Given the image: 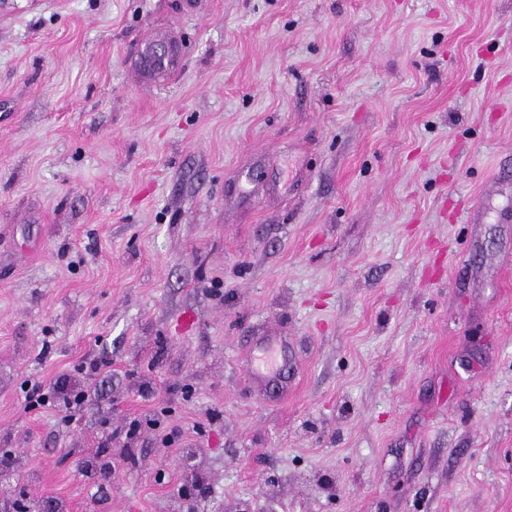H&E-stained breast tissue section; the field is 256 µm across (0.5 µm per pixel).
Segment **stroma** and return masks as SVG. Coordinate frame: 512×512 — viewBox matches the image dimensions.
Wrapping results in <instances>:
<instances>
[{
	"instance_id": "1",
	"label": "stroma",
	"mask_w": 512,
	"mask_h": 512,
	"mask_svg": "<svg viewBox=\"0 0 512 512\" xmlns=\"http://www.w3.org/2000/svg\"><path fill=\"white\" fill-rule=\"evenodd\" d=\"M180 2L0 0V512H512V0Z\"/></svg>"
}]
</instances>
